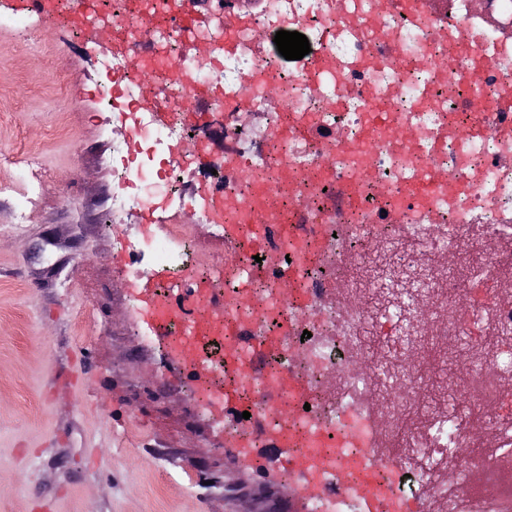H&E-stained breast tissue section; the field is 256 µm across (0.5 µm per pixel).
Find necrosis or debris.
Masks as SVG:
<instances>
[{
	"label": "necrosis or debris",
	"instance_id": "4bbe7bcc",
	"mask_svg": "<svg viewBox=\"0 0 512 512\" xmlns=\"http://www.w3.org/2000/svg\"><path fill=\"white\" fill-rule=\"evenodd\" d=\"M178 0H96L94 26L111 33L101 47L98 75L104 108L124 131L113 142L120 188L112 210L124 212L164 199L158 229L124 240L127 279L152 277L159 301L200 310L204 333L184 337L185 370L209 414L236 434L239 448L262 446L244 412L276 396L269 418L298 446L313 445L319 463L304 472L325 487L310 512H368L357 468L380 459L377 479L385 503L411 498L417 512H512L499 480L482 494L448 486V467L489 471L512 459V422L492 414L512 379V300L489 297L465 304L472 283L498 279L512 265V112L487 101L512 96V0H438L432 17L416 24L385 0H193L196 28L175 24ZM288 27L325 54L326 69L282 67L249 45L261 33ZM477 36L491 56L476 81L465 43ZM139 44L150 72L145 82L112 88L128 56L120 44ZM208 90L209 111L223 114L224 149L197 160L195 132L180 114ZM315 125L292 137L291 122ZM435 175L430 198L417 194ZM351 179L357 205L337 187ZM254 199L252 223L268 225L267 248L247 232L221 241L209 266L190 256L198 229L242 224L240 204ZM192 211L195 223L183 221ZM303 212L293 241L281 243L275 216ZM492 256L472 263L483 244ZM263 263L248 295L238 281ZM307 304L281 297L280 267ZM176 272L180 288L166 286ZM249 328L267 346L262 372L232 345L226 323ZM395 327L397 339L377 355L374 376L354 366L374 324ZM487 329L496 347L473 363L463 336ZM444 351L457 375L451 394L464 410L437 406L416 427L385 429L415 405L428 383L411 351ZM234 386L237 405L224 401ZM483 416L493 453H472L471 414Z\"/></svg>",
	"mask_w": 512,
	"mask_h": 512
}]
</instances>
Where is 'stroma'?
<instances>
[{
	"label": "stroma",
	"instance_id": "obj_1",
	"mask_svg": "<svg viewBox=\"0 0 512 512\" xmlns=\"http://www.w3.org/2000/svg\"><path fill=\"white\" fill-rule=\"evenodd\" d=\"M98 48L67 28H0V512H306L278 454L262 469L222 454L215 426L163 335L145 336L120 247L151 232L112 221V143ZM77 107L48 108L56 76ZM52 187L30 214L25 152Z\"/></svg>",
	"mask_w": 512,
	"mask_h": 512
}]
</instances>
